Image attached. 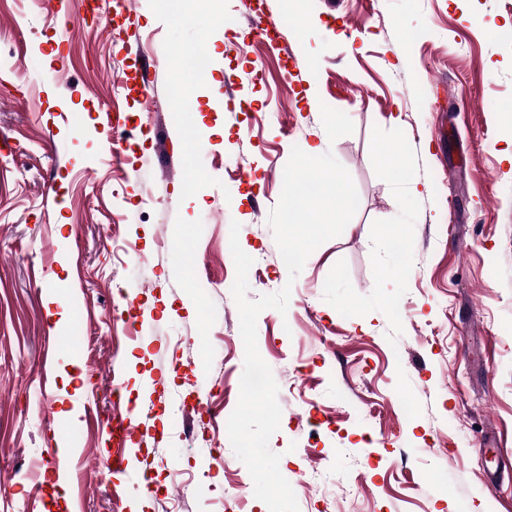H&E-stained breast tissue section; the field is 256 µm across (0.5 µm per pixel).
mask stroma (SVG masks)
I'll return each instance as SVG.
<instances>
[{
	"mask_svg": "<svg viewBox=\"0 0 512 512\" xmlns=\"http://www.w3.org/2000/svg\"><path fill=\"white\" fill-rule=\"evenodd\" d=\"M259 12L290 16L287 41L251 38ZM507 30L512 0H191L182 18L157 0H0V512H45L55 452L66 512H131L147 472L167 487L147 512H268L227 432L235 222L249 299L291 289L257 345L299 512H512ZM203 44L208 81L173 97ZM112 112L150 129L118 164ZM311 145L359 207L293 280L268 219ZM131 396L150 437L121 473L97 420Z\"/></svg>",
	"mask_w": 512,
	"mask_h": 512,
	"instance_id": "obj_1",
	"label": "stroma"
}]
</instances>
